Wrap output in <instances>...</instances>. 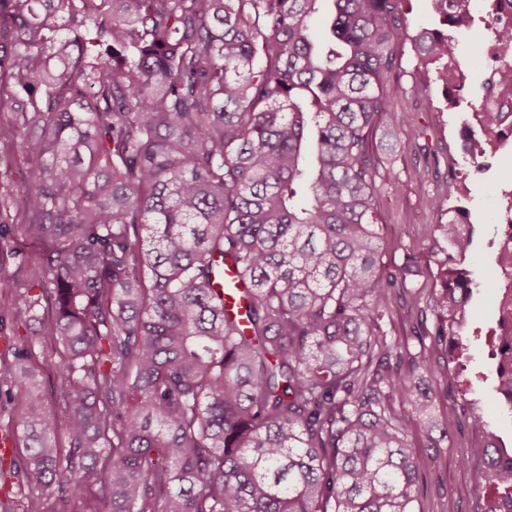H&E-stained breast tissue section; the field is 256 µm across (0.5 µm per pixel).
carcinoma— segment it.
Wrapping results in <instances>:
<instances>
[{
  "instance_id": "carcinoma-1",
  "label": "carcinoma",
  "mask_w": 512,
  "mask_h": 512,
  "mask_svg": "<svg viewBox=\"0 0 512 512\" xmlns=\"http://www.w3.org/2000/svg\"><path fill=\"white\" fill-rule=\"evenodd\" d=\"M332 40L309 35L321 2ZM0 0V403L24 455L0 457V512H415L399 403L431 404L387 339L400 273L381 264L372 138L404 38L449 84L470 0ZM512 83V19L485 20ZM461 152L512 124L489 108ZM434 330L453 362L472 230L436 183ZM23 239L44 247L28 260ZM38 323L40 335L20 334ZM57 408L46 407L47 398ZM477 486L512 504V452L483 410ZM64 444L56 443L59 430ZM409 20L411 30L429 26L433 21L431 0H409Z\"/></svg>"
}]
</instances>
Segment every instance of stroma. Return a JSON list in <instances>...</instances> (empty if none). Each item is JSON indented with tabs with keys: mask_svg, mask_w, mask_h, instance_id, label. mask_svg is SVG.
<instances>
[{
	"mask_svg": "<svg viewBox=\"0 0 512 512\" xmlns=\"http://www.w3.org/2000/svg\"><path fill=\"white\" fill-rule=\"evenodd\" d=\"M471 8L476 22L458 50L460 64L469 76L466 86L445 93L442 84L428 77L411 44L403 46L401 65L390 77L397 94L384 121L391 128L414 121L424 135L418 141L401 143L393 152L388 151L383 135L374 137L379 173L392 182L379 199L378 222L386 241L385 264L406 274L404 287L393 297L395 328L391 337L408 344L414 353L418 350L413 339L418 313L408 310L407 305L416 297L428 299L434 284L430 275L433 242L427 238L425 227L435 223L436 216L428 199L439 177L456 170L457 176L448 187L468 208L474 227L473 248L464 267L477 286L470 302L469 321L461 329L467 339L463 358L466 369L460 373L453 368H436L434 382L446 387L451 397L462 389L468 397L479 400L503 445L511 449L512 416L502 411L490 360L496 329L490 288L495 279L500 233L497 207L503 192L512 190V167L497 162L487 172L476 174L458 154L468 104L488 71L486 60L470 54L473 43L489 38L482 22L487 2L472 0ZM436 414L440 421L437 430L427 431L414 421L408 424L419 471L416 512H480L486 492L474 484L469 464L481 460V445L456 402L438 404Z\"/></svg>",
	"mask_w": 512,
	"mask_h": 512,
	"instance_id": "stroma-1",
	"label": "stroma"
}]
</instances>
